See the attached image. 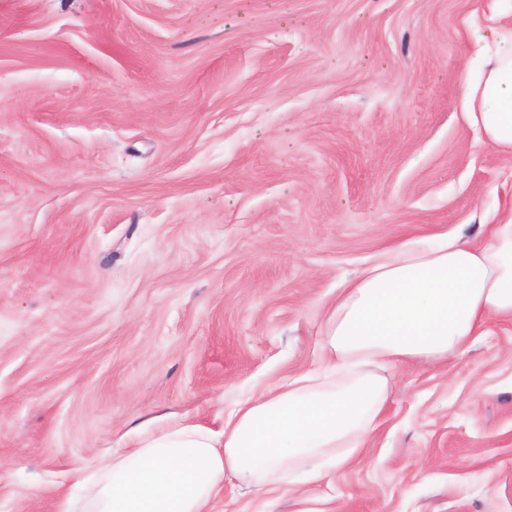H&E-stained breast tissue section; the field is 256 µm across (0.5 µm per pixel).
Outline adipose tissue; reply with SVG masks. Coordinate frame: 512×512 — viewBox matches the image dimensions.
<instances>
[{"mask_svg": "<svg viewBox=\"0 0 512 512\" xmlns=\"http://www.w3.org/2000/svg\"><path fill=\"white\" fill-rule=\"evenodd\" d=\"M459 109L482 142L512 157V24L487 19L474 39ZM482 235L442 233L379 253L342 281L324 311L329 373L306 372L248 396L214 431L184 419L138 431L101 458L92 512H212L225 476L265 483L297 463L321 480L346 448L367 444L388 403L384 368L443 359L488 320L512 319V205L480 218Z\"/></svg>", "mask_w": 512, "mask_h": 512, "instance_id": "ef3b65f1", "label": "adipose tissue"}]
</instances>
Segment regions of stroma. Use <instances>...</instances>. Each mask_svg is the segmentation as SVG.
Wrapping results in <instances>:
<instances>
[{
  "instance_id": "stroma-1",
  "label": "stroma",
  "mask_w": 512,
  "mask_h": 512,
  "mask_svg": "<svg viewBox=\"0 0 512 512\" xmlns=\"http://www.w3.org/2000/svg\"><path fill=\"white\" fill-rule=\"evenodd\" d=\"M500 0H0V512L170 418L323 371L382 250L512 199L459 112ZM366 448L214 512H512V321L387 372Z\"/></svg>"
}]
</instances>
